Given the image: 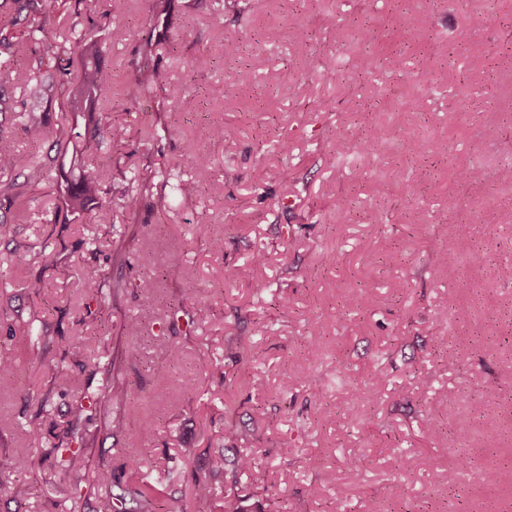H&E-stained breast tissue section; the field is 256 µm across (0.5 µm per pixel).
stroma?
Here are the masks:
<instances>
[{
	"mask_svg": "<svg viewBox=\"0 0 512 512\" xmlns=\"http://www.w3.org/2000/svg\"><path fill=\"white\" fill-rule=\"evenodd\" d=\"M111 12L98 117L125 134L83 154L109 169V223H91L92 205L56 222L57 170L26 179L57 152L61 96L13 79L12 107L47 108L50 134L1 129L16 165L0 171V349L30 328L45 363L0 382V458L39 450L28 472L0 477V512H97L139 479L157 490L153 512H224L223 476L209 499L194 495L220 453L266 471L240 485L247 512L274 495L288 512H512V185L498 178L512 166V0H124ZM145 49L167 75L149 91L131 64ZM329 53L332 81L318 66ZM149 124L160 137L142 136ZM198 154L211 175L179 194ZM152 171L126 208L131 178ZM45 241L57 265L18 266ZM441 248L464 262L443 267ZM66 448L81 471L62 466ZM128 448L144 461L135 477Z\"/></svg>",
	"mask_w": 512,
	"mask_h": 512,
	"instance_id": "stroma-1",
	"label": "stroma"
}]
</instances>
